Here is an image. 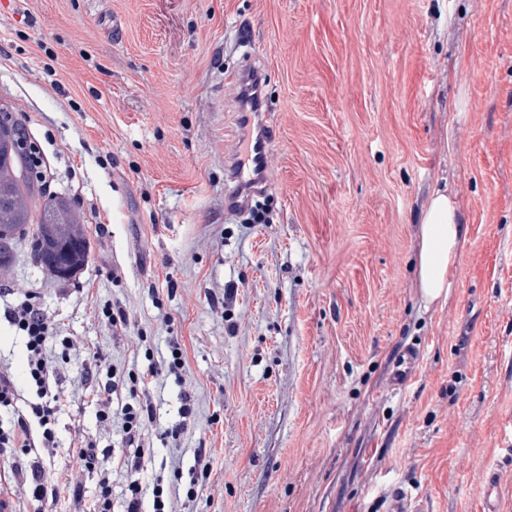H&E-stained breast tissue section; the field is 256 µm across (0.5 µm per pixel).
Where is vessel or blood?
Listing matches in <instances>:
<instances>
[{
  "mask_svg": "<svg viewBox=\"0 0 512 512\" xmlns=\"http://www.w3.org/2000/svg\"><path fill=\"white\" fill-rule=\"evenodd\" d=\"M243 79L242 73L231 78V87L225 98L227 106L239 112L243 122V141L249 146L248 153L235 147L225 150V166L229 172V183L224 189L226 210L234 211L247 207L254 195L266 191L270 183L264 174L271 165L270 141L275 134L276 122L271 113L243 111L236 87ZM418 365L414 350H405L396 359L390 375L393 389L402 390L413 379ZM483 512H504L501 494V479L497 473H486L483 481Z\"/></svg>",
  "mask_w": 512,
  "mask_h": 512,
  "instance_id": "vessel-or-blood-1",
  "label": "vessel or blood"
}]
</instances>
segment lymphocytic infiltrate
Listing matches in <instances>:
<instances>
[{
    "label": "lymphocytic infiltrate",
    "instance_id": "f902f5d3",
    "mask_svg": "<svg viewBox=\"0 0 512 512\" xmlns=\"http://www.w3.org/2000/svg\"><path fill=\"white\" fill-rule=\"evenodd\" d=\"M1 314L24 340L26 379L34 388L36 399L26 408H19L20 393L15 380L11 372L0 369V458L7 461L18 489L40 502L54 499L59 491L43 483L42 458L59 445L56 425L63 406L62 361L69 358L78 344L72 337H59L54 319L33 292L20 294ZM55 343L61 346L56 358L48 354L50 345ZM168 348V357L160 367L151 364L146 370L124 375L116 367H108V380L98 392L96 419L100 426L116 427L122 448L119 463L127 477L124 512H141L143 505L140 476L152 457L146 433L156 418L152 383L162 368L178 382L186 380L185 351L178 338H170ZM119 383L125 386L128 400L116 413L112 410V393ZM77 457L82 470L100 474V491L89 512H112L108 457L100 455L95 440L90 438L81 440Z\"/></svg>",
    "mask_w": 512,
    "mask_h": 512
}]
</instances>
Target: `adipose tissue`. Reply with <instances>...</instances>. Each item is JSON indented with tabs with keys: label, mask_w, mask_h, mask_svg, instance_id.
Segmentation results:
<instances>
[{
	"label": "adipose tissue",
	"mask_w": 512,
	"mask_h": 512,
	"mask_svg": "<svg viewBox=\"0 0 512 512\" xmlns=\"http://www.w3.org/2000/svg\"><path fill=\"white\" fill-rule=\"evenodd\" d=\"M415 286L425 303L447 300L450 274L467 243L458 207L447 190H434L427 198L416 230Z\"/></svg>",
	"instance_id": "ef3b65f1"
}]
</instances>
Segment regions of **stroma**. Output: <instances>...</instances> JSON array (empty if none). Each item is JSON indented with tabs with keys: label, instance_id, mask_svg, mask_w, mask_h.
Returning a JSON list of instances; mask_svg holds the SVG:
<instances>
[{
	"label": "stroma",
	"instance_id": "stroma-1",
	"mask_svg": "<svg viewBox=\"0 0 512 512\" xmlns=\"http://www.w3.org/2000/svg\"><path fill=\"white\" fill-rule=\"evenodd\" d=\"M249 57L277 121L263 224L224 209V143L239 132L225 87ZM1 104L25 117L90 244L68 280L24 243L0 273L79 342L43 466L81 497L21 493L15 512H80L96 495L70 448L113 438L93 355L142 370L173 336L195 425L165 437L183 387L160 374L142 484L163 477L185 512H384L397 486L421 512H480L486 468L512 508V0H6ZM438 188L468 244L447 303L427 306L416 228ZM117 299L149 346L101 319ZM408 348L419 371L396 394ZM25 358L0 316V366L32 401ZM198 448L224 493L189 503ZM418 355L412 349L405 350L396 359L390 375V385L395 390H402L413 379L418 365Z\"/></svg>",
	"mask_w": 512,
	"mask_h": 512
}]
</instances>
